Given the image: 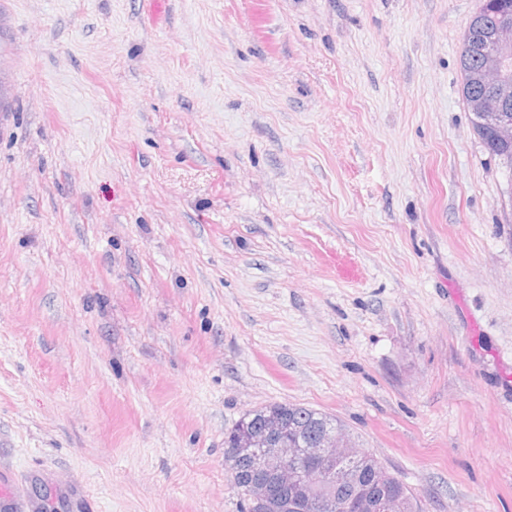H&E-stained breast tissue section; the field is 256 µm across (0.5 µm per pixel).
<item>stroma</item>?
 I'll return each mask as SVG.
<instances>
[{
    "label": "stroma",
    "mask_w": 512,
    "mask_h": 512,
    "mask_svg": "<svg viewBox=\"0 0 512 512\" xmlns=\"http://www.w3.org/2000/svg\"><path fill=\"white\" fill-rule=\"evenodd\" d=\"M481 0H0V472L31 512H239L299 404L423 512H512V172ZM482 30V29H481ZM482 48L476 58L460 56L462 96H469L467 108L477 123L489 131L473 126L487 152L512 170V85L505 75V56L512 50V13H505L482 30ZM469 81V74L475 67Z\"/></svg>",
    "instance_id": "stroma-1"
}]
</instances>
